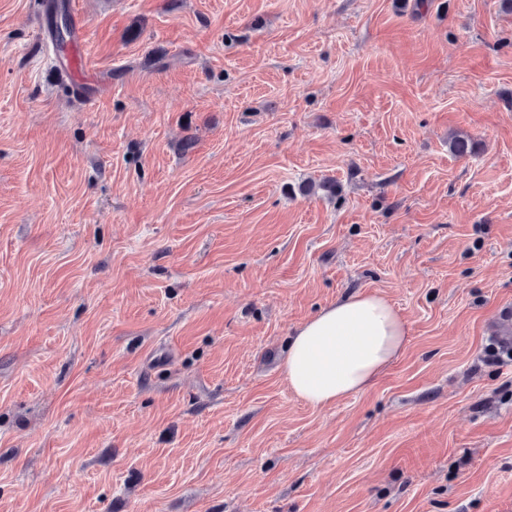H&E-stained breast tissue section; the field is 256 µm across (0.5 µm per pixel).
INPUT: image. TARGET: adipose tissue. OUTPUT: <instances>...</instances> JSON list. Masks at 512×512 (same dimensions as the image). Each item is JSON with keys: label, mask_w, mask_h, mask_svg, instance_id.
I'll return each instance as SVG.
<instances>
[{"label": "adipose tissue", "mask_w": 512, "mask_h": 512, "mask_svg": "<svg viewBox=\"0 0 512 512\" xmlns=\"http://www.w3.org/2000/svg\"><path fill=\"white\" fill-rule=\"evenodd\" d=\"M409 328L382 295L359 292L298 325L283 373L307 404L324 407L369 388L403 350Z\"/></svg>", "instance_id": "obj_1"}]
</instances>
